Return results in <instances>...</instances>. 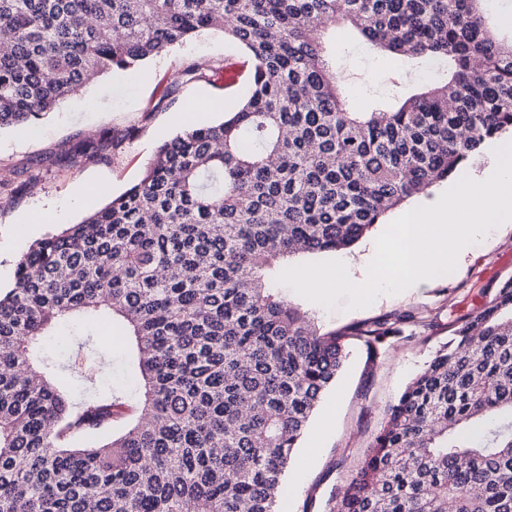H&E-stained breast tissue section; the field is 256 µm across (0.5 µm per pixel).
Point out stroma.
I'll return each mask as SVG.
<instances>
[{
	"label": "stroma",
	"instance_id": "stroma-1",
	"mask_svg": "<svg viewBox=\"0 0 512 512\" xmlns=\"http://www.w3.org/2000/svg\"><path fill=\"white\" fill-rule=\"evenodd\" d=\"M336 70L363 110L387 103L388 73L399 61L365 44L351 29L329 30ZM219 67L243 63L244 54L222 32L205 30L190 41L128 71L101 75L64 99L27 130H0V288L9 287L16 259L38 239L79 223L137 182L156 148L190 126L219 123L247 87L245 79L179 82L185 63L199 57ZM106 184L108 194H80V187ZM52 211L50 224L24 223L32 212ZM512 278V223L494 230L448 275L395 295H383L364 309L331 312L302 297L294 302L315 315L323 331L342 333L346 358L335 385L312 419L324 424L319 441L303 437L288 466L282 512H328V502L355 474L386 421L388 407L448 341L450 326L476 313ZM397 322L400 333L367 343L358 330L378 320ZM57 360L74 397L88 392V379L138 400L130 344L85 337L58 325L34 349Z\"/></svg>",
	"mask_w": 512,
	"mask_h": 512
}]
</instances>
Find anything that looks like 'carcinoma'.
I'll list each match as a JSON object with an SVG mask.
<instances>
[{"instance_id": "1", "label": "carcinoma", "mask_w": 512, "mask_h": 512, "mask_svg": "<svg viewBox=\"0 0 512 512\" xmlns=\"http://www.w3.org/2000/svg\"><path fill=\"white\" fill-rule=\"evenodd\" d=\"M481 2L0 0V129L202 30L249 62L223 121L158 146L137 183L36 240L0 290V512H280L344 349L266 271L354 246L512 133V43ZM334 24L440 74L363 112L326 46ZM211 71L195 62L180 77ZM117 319L142 401L113 389L72 401L33 347L60 321ZM93 434L105 439L65 444ZM329 512H512V279L454 323Z\"/></svg>"}]
</instances>
